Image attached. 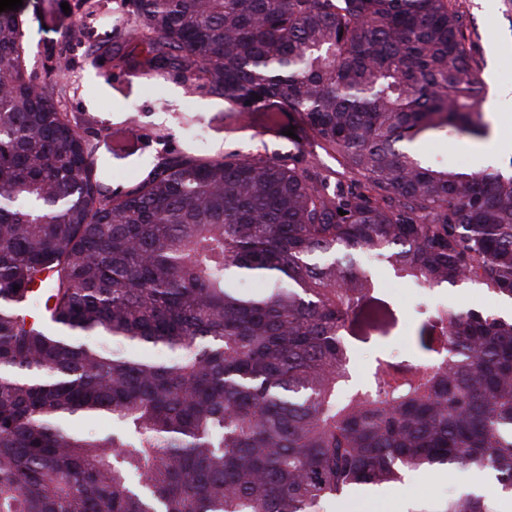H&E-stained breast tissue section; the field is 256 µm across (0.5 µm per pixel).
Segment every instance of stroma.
<instances>
[{"label":"stroma","mask_w":512,"mask_h":512,"mask_svg":"<svg viewBox=\"0 0 512 512\" xmlns=\"http://www.w3.org/2000/svg\"><path fill=\"white\" fill-rule=\"evenodd\" d=\"M75 3L23 0L29 69L42 78L58 57L67 58L68 91L56 105L82 121L96 145L101 175L111 188L135 185L157 155L187 154L197 148L212 155L263 152L262 135L254 130L229 131L223 100L187 94L178 74L156 86L149 76L137 72L114 74L109 62L116 23L113 0H90L94 23L84 32L79 29L84 14L75 10ZM455 6L467 19L471 55L485 83L492 131L480 142L435 138L422 150L448 166L461 157L467 166L507 173L512 171V20L504 0H455ZM131 117L138 121V132L128 129L126 121ZM372 273L376 286L388 289L408 322L422 301L452 309L512 313L511 303L476 284L431 294L396 278L385 265L373 264ZM466 492L489 496L495 512H501L504 500L496 496L492 479L464 467L411 476L403 484L359 496L357 508L359 512H430L446 498Z\"/></svg>","instance_id":"obj_1"}]
</instances>
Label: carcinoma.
<instances>
[{
	"instance_id": "1",
	"label": "carcinoma",
	"mask_w": 512,
	"mask_h": 512,
	"mask_svg": "<svg viewBox=\"0 0 512 512\" xmlns=\"http://www.w3.org/2000/svg\"><path fill=\"white\" fill-rule=\"evenodd\" d=\"M116 4L112 69L176 71L288 151L159 157L112 189L55 105L67 67L36 80L0 12V512H321L457 466L512 496V317L421 304L396 353L361 264L512 301V174L413 146L490 129L452 0ZM317 151L338 169L299 161ZM99 417L112 431L75 428ZM373 349L366 344L363 349L357 350L352 355L353 378L347 387L345 394L351 392L354 388L366 383L373 373Z\"/></svg>"
}]
</instances>
